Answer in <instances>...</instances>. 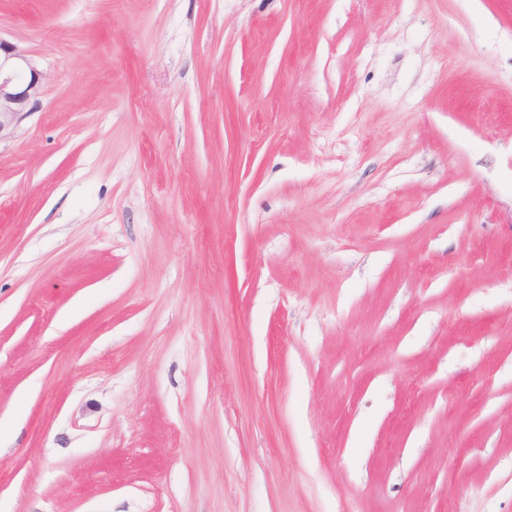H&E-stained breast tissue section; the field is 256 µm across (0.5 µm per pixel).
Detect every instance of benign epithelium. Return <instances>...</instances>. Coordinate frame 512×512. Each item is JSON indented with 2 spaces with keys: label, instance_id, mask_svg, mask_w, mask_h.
Segmentation results:
<instances>
[{
  "label": "benign epithelium",
  "instance_id": "1",
  "mask_svg": "<svg viewBox=\"0 0 512 512\" xmlns=\"http://www.w3.org/2000/svg\"><path fill=\"white\" fill-rule=\"evenodd\" d=\"M16 56V48L0 39V139L10 135L38 106L44 79L43 73L32 65L26 72L10 65L9 59Z\"/></svg>",
  "mask_w": 512,
  "mask_h": 512
}]
</instances>
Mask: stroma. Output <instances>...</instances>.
Returning a JSON list of instances; mask_svg holds the SVG:
<instances>
[{
	"mask_svg": "<svg viewBox=\"0 0 512 512\" xmlns=\"http://www.w3.org/2000/svg\"><path fill=\"white\" fill-rule=\"evenodd\" d=\"M0 512H512V0H0ZM16 56H20L16 48L0 39V140L10 135L38 106V94L44 79L43 73L30 63L28 76L21 69L9 65V59ZM29 104L31 106L27 109Z\"/></svg>",
	"mask_w": 512,
	"mask_h": 512,
	"instance_id": "stroma-1",
	"label": "stroma"
}]
</instances>
